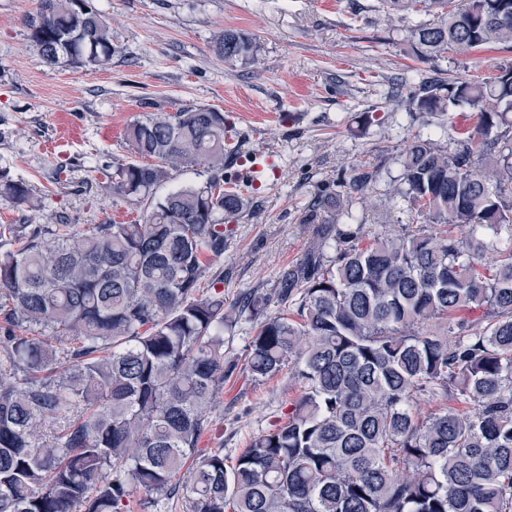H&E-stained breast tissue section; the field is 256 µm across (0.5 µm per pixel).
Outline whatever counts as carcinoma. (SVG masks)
Here are the masks:
<instances>
[{
    "mask_svg": "<svg viewBox=\"0 0 512 512\" xmlns=\"http://www.w3.org/2000/svg\"><path fill=\"white\" fill-rule=\"evenodd\" d=\"M501 0H428L412 29L425 59L512 47ZM33 47L50 64L105 67L112 27L92 0H36ZM226 60L257 57L233 29ZM394 101L477 122L457 148L417 133L400 154L403 187L425 223L363 242L353 196L379 177L361 165L301 213L316 225L304 257L270 296L230 304L210 274L249 200L224 172L237 155L224 113L190 106L127 128L139 163L112 162L102 190L142 205L132 224L83 230L62 219L26 233L0 224V512H125L134 489L170 496L188 473L190 512H512V68L440 78ZM210 177L156 196L183 168ZM0 198L32 207L28 185L0 173ZM214 278L205 291L201 283ZM481 311L474 319L468 313ZM254 323L245 369L292 362L300 393L288 421L256 435L226 467L200 454L207 410L238 361L224 331ZM446 402L421 418L417 397ZM48 420L58 431L40 442Z\"/></svg>",
    "mask_w": 512,
    "mask_h": 512,
    "instance_id": "obj_1",
    "label": "carcinoma"
}]
</instances>
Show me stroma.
<instances>
[{"label":"stroma","instance_id":"stroma-1","mask_svg":"<svg viewBox=\"0 0 512 512\" xmlns=\"http://www.w3.org/2000/svg\"><path fill=\"white\" fill-rule=\"evenodd\" d=\"M112 26L116 52L106 69L48 65L33 48L35 0H0V170L31 188L35 210L0 200V224L65 217L87 228L127 224L140 208L99 188L112 160L135 158L125 131L160 104L223 112L244 143V159L275 157L261 188L241 186L252 206L234 219L214 271L224 297L261 286L274 294L279 272L301 259L313 227L300 223L315 193L359 165L379 168L363 231L375 236L412 223L407 202L389 204L401 175L405 137L444 129L445 141L476 121L462 105L442 118L409 121L391 99L400 84L438 76L490 77L512 65V48L424 60L411 34L416 15L388 12L380 0H94ZM248 35L258 60H224L210 38L221 29ZM299 387L290 367L252 380H225L198 448L220 449L226 464L259 433L285 423Z\"/></svg>","mask_w":512,"mask_h":512}]
</instances>
